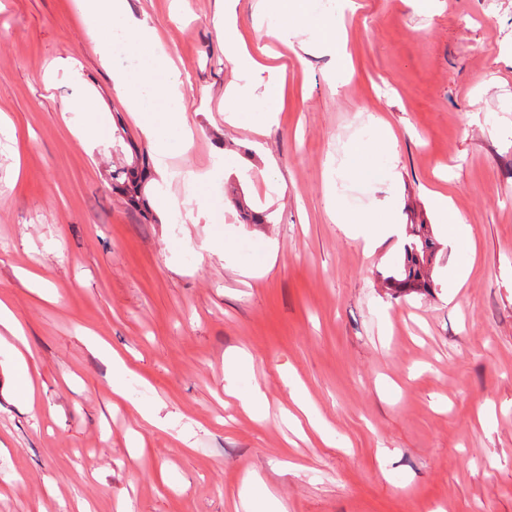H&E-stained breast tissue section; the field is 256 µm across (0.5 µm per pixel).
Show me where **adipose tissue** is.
I'll return each mask as SVG.
<instances>
[{
    "label": "adipose tissue",
    "instance_id": "adipose-tissue-1",
    "mask_svg": "<svg viewBox=\"0 0 512 512\" xmlns=\"http://www.w3.org/2000/svg\"><path fill=\"white\" fill-rule=\"evenodd\" d=\"M299 4L300 0H270L262 14L267 29L288 41L295 37V27L303 19L318 39L335 42V27L321 19H305ZM79 10L104 60H111L113 48L119 46L136 57L148 60L152 71L165 74V81L158 84L148 77L137 82L129 74L116 71L112 74V81L126 98L131 111L139 113L142 131L159 161H166L183 136L185 117L183 95L177 81L168 76L170 59L159 43L155 29L147 20L132 15L127 0H80ZM224 44L234 73L233 81L224 92L225 111L234 112L237 98L253 95V87L262 83L266 86L265 92L253 95L255 117L261 124H273L276 120V99L272 93L274 81L262 79L263 65L238 50L236 14L229 5L224 8ZM336 221L345 231L362 239L369 248L398 233L390 218L357 215L342 208L336 211Z\"/></svg>",
    "mask_w": 512,
    "mask_h": 512
}]
</instances>
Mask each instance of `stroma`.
<instances>
[{"label":"stroma","mask_w":512,"mask_h":512,"mask_svg":"<svg viewBox=\"0 0 512 512\" xmlns=\"http://www.w3.org/2000/svg\"><path fill=\"white\" fill-rule=\"evenodd\" d=\"M355 2H305L338 30L341 74L308 28L294 53L240 0L245 49L280 70L260 132L224 119L221 0H128L187 101L191 141L162 165L112 84L147 64L117 49L103 65L77 0H0V299L21 323L0 341V512H241L250 495L285 512H512V0ZM88 96L95 143L71 109ZM142 157L134 207L112 173ZM230 185L266 223L241 222ZM333 199L430 225L432 290L391 288L406 234L365 249ZM101 343L129 366L118 402ZM241 351L261 422L224 394ZM19 353L31 403L9 388ZM297 391L302 432L281 419ZM433 196L439 214L449 225L450 235L456 249L467 256L474 254L475 246L470 224H465L460 216L449 207L448 195L434 192Z\"/></svg>","instance_id":"1"}]
</instances>
